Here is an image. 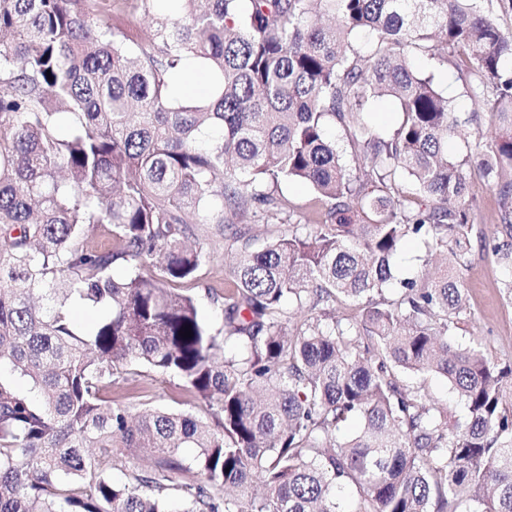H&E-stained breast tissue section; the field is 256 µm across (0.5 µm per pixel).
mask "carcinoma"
<instances>
[{
  "label": "carcinoma",
  "mask_w": 512,
  "mask_h": 512,
  "mask_svg": "<svg viewBox=\"0 0 512 512\" xmlns=\"http://www.w3.org/2000/svg\"><path fill=\"white\" fill-rule=\"evenodd\" d=\"M178 2L138 42L93 0H0V512H172L174 487L180 512H512V365L448 340L487 244L475 181L501 187L491 249L512 305V34L495 17L512 0ZM417 54L446 55L488 115L462 156ZM191 65L212 90L180 102ZM385 96L389 130L367 112ZM288 181L312 189V216ZM248 217L293 230L261 250L232 236L224 294L207 288L216 329L186 287L209 259L200 230ZM410 236L445 260L436 276L393 275ZM75 302L106 315L82 332ZM149 372L208 416L112 396ZM405 372L446 378L465 418ZM137 448L157 457L114 483ZM280 188L288 196L298 213L308 215L313 198V192L308 186L297 182H286L282 183Z\"/></svg>",
  "instance_id": "1"
}]
</instances>
